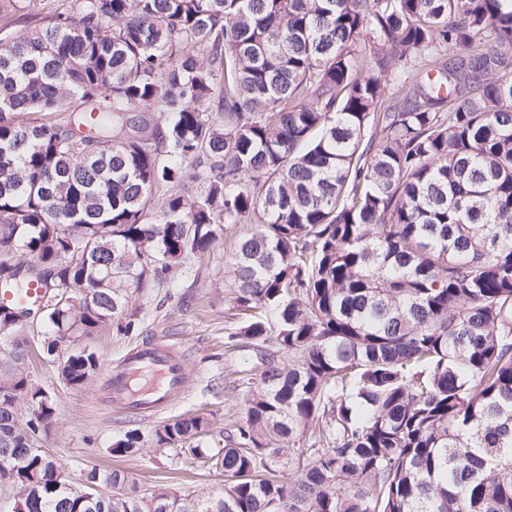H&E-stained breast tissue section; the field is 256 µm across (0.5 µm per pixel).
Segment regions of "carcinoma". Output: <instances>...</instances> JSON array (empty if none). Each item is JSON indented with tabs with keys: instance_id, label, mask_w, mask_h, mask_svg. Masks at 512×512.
I'll return each instance as SVG.
<instances>
[{
	"instance_id": "carcinoma-1",
	"label": "carcinoma",
	"mask_w": 512,
	"mask_h": 512,
	"mask_svg": "<svg viewBox=\"0 0 512 512\" xmlns=\"http://www.w3.org/2000/svg\"><path fill=\"white\" fill-rule=\"evenodd\" d=\"M228 224L245 417L108 448L224 485L69 491L31 331L84 387L74 341L138 329L131 295ZM34 280L37 307L0 305L12 512H512V0H0V287Z\"/></svg>"
}]
</instances>
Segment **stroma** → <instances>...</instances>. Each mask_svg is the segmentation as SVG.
Here are the masks:
<instances>
[{"mask_svg": "<svg viewBox=\"0 0 512 512\" xmlns=\"http://www.w3.org/2000/svg\"><path fill=\"white\" fill-rule=\"evenodd\" d=\"M244 224H232L202 260L189 264L178 283L152 295H134L141 320L138 331L101 333L89 343L99 368L84 388L61 383L54 365L36 362L29 372L53 398L55 412L40 438L57 465L73 481L88 469H122L141 487L156 483L191 490L216 489L222 475L197 465L177 462L172 455L147 448L131 458L112 457L108 448L131 428L148 432L163 421L194 411L212 414L215 430H229L246 412L240 377L258 364L249 348L225 343L226 332L237 326L231 290L232 263ZM166 337L183 353L185 385L174 405L147 417H137L112 401L108 381L112 367L130 349L144 341Z\"/></svg>", "mask_w": 512, "mask_h": 512, "instance_id": "obj_1", "label": "stroma"}]
</instances>
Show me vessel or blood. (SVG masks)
<instances>
[{
  "label": "vessel or blood",
  "instance_id": "1",
  "mask_svg": "<svg viewBox=\"0 0 512 512\" xmlns=\"http://www.w3.org/2000/svg\"><path fill=\"white\" fill-rule=\"evenodd\" d=\"M184 383L181 355L174 346L153 339L131 349L113 367L109 391L113 401L151 413L176 401Z\"/></svg>",
  "mask_w": 512,
  "mask_h": 512
}]
</instances>
